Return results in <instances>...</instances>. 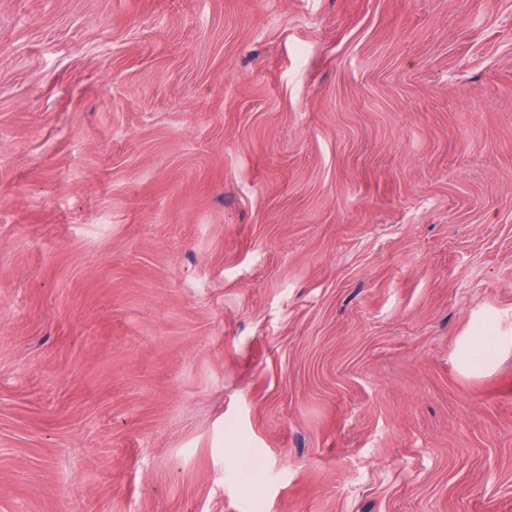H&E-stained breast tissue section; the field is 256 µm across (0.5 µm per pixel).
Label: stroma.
I'll return each mask as SVG.
<instances>
[{
    "label": "stroma",
    "instance_id": "stroma-1",
    "mask_svg": "<svg viewBox=\"0 0 512 512\" xmlns=\"http://www.w3.org/2000/svg\"><path fill=\"white\" fill-rule=\"evenodd\" d=\"M505 336L512 0H0V512H512Z\"/></svg>",
    "mask_w": 512,
    "mask_h": 512
}]
</instances>
